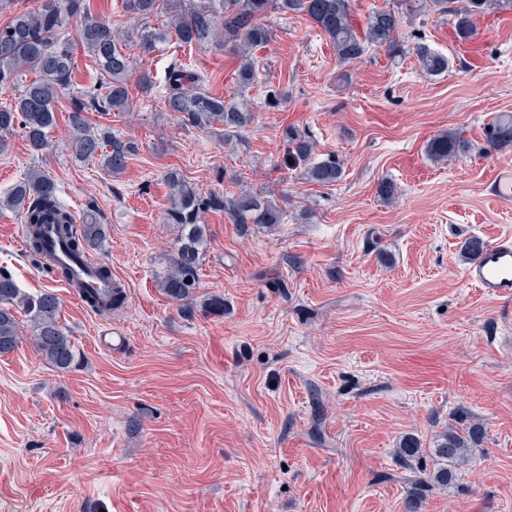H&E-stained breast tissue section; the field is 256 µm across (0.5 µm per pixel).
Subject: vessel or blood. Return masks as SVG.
<instances>
[{
	"label": "vessel or blood",
	"mask_w": 512,
	"mask_h": 512,
	"mask_svg": "<svg viewBox=\"0 0 512 512\" xmlns=\"http://www.w3.org/2000/svg\"><path fill=\"white\" fill-rule=\"evenodd\" d=\"M491 197L504 205H512V166L503 165L496 169L490 186ZM50 262L53 266H67L72 270L73 283L86 288H102L97 277V260L83 256L73 258L64 242L53 240ZM464 275L469 283L481 293L493 299L512 297V238L502 236L487 243L481 256L469 264Z\"/></svg>",
	"instance_id": "b4317fda"
}]
</instances>
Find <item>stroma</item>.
I'll return each instance as SVG.
<instances>
[{
    "instance_id": "1",
    "label": "stroma",
    "mask_w": 512,
    "mask_h": 512,
    "mask_svg": "<svg viewBox=\"0 0 512 512\" xmlns=\"http://www.w3.org/2000/svg\"><path fill=\"white\" fill-rule=\"evenodd\" d=\"M264 22L272 40L254 54L255 107L237 140L181 124L156 93L134 95L129 112L85 114L137 143L117 175L72 158L70 98L57 104L55 152L9 136L0 196L29 170L49 174L75 218L105 225L91 256L127 299L108 319L81 306L21 248L20 214L0 209V266L26 292L59 295L81 354L57 372L20 317L23 340L0 357V512H404L401 438L431 448L462 413L486 438L430 486L423 512H512V298L468 285L459 258L468 237L512 235V208L488 195L512 147L484 140L490 119L512 114V12L487 8L465 43L450 16L404 22L405 46L448 57L438 75L383 50L339 63L305 16ZM175 62L212 94L237 89L240 60L220 44L133 55L157 90ZM269 84L288 90L275 109ZM288 126L339 154V182L285 165ZM445 131L470 153L431 161L426 146ZM170 170L202 192L264 194L283 209L274 226L206 214L199 296L223 298V315L184 316L161 291L180 234L165 219ZM384 179L398 189L388 203ZM111 326L127 336L121 351L101 343Z\"/></svg>"
}]
</instances>
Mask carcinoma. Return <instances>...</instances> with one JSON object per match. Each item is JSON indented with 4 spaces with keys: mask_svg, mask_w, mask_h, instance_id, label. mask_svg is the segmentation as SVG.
Returning a JSON list of instances; mask_svg holds the SVG:
<instances>
[{
    "mask_svg": "<svg viewBox=\"0 0 512 512\" xmlns=\"http://www.w3.org/2000/svg\"><path fill=\"white\" fill-rule=\"evenodd\" d=\"M127 12L138 22L133 34H121L111 24L91 11L89 0H37L28 11L0 25V87L14 82L17 72L37 74L15 99L0 108V151L7 136L21 129L36 153L50 147L48 138L56 124V102L70 94L75 56L82 49L94 56L101 69L97 87L81 93L74 100L71 113L72 134L69 149L77 160L100 158L111 174L121 173L129 155L136 152L131 140L118 138L108 131H94L83 112H127L132 104L130 78H135L141 93L154 88L150 72L132 76V60L126 41L134 37L143 53L149 54L158 44L172 38L182 45L203 47L220 41L230 45L241 63L237 81L246 89L256 81L253 50L267 44L271 32L262 23L269 12L304 15L332 41L342 62L360 59L371 49H384L399 57L405 54L398 33L405 17L431 13L453 17L457 38L466 42L476 32L474 16L480 14L488 0H394L391 8L376 9L365 19L364 27L355 25L352 0H125ZM162 15L166 22L152 27L153 17ZM76 28H71V24ZM421 69L429 75L448 70V57L425 44L413 47ZM166 87L161 97L163 111L171 112L181 122L200 130L224 132V142L246 125L248 100L244 97L224 99L203 88L204 76L181 64L167 71ZM485 143L492 149L512 147V115H501L484 127ZM287 158L302 168L309 182L329 185L339 181L344 163L330 151L317 156L314 139L288 127L283 132ZM469 141L452 131L431 139L427 155L434 161H447L468 154ZM170 206L166 221L181 231L177 243L174 269L162 280L163 293L179 303L182 312L194 311L197 304L201 246L204 242L203 215L224 210L237 224H279L283 210L270 198L244 193L227 199L221 195L204 196L195 185L176 172L167 175ZM21 214L25 224L27 246L31 255H47L42 228L56 225L57 232L75 254H84L100 246L105 239L104 225L94 220L76 223L72 213L62 206L55 184L42 172L32 171L0 198V208ZM478 236L467 238L460 258L469 261L484 248ZM93 312L110 316L126 301L125 289L114 286L105 298L89 289L82 290ZM60 298L51 290L29 294L18 287L11 273L0 268V355L14 351L20 342L17 314L29 317L35 346L56 370L67 372L79 364L72 337L60 327ZM486 426L479 419H460L433 442L432 455L439 461L459 465L469 461L481 447ZM422 443L407 435L399 442L398 455L404 464L420 459ZM451 472L439 467L413 480L407 487L405 512H422L423 496L433 483L446 484Z\"/></svg>",
    "mask_w": 512,
    "mask_h": 512,
    "instance_id": "cac0c4a2",
    "label": "carcinoma"
}]
</instances>
